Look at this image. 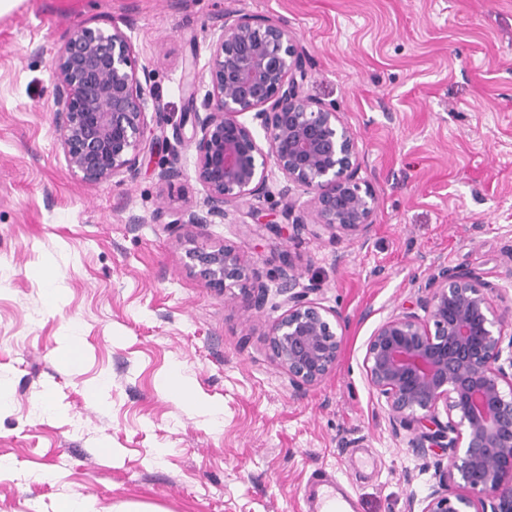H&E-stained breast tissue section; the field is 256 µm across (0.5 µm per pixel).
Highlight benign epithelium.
Wrapping results in <instances>:
<instances>
[{
  "instance_id": "1",
  "label": "benign epithelium",
  "mask_w": 512,
  "mask_h": 512,
  "mask_svg": "<svg viewBox=\"0 0 512 512\" xmlns=\"http://www.w3.org/2000/svg\"><path fill=\"white\" fill-rule=\"evenodd\" d=\"M203 98L189 93L195 177L205 213L186 209L174 224H210L248 209L281 174L287 209L295 192L311 196L299 235L323 230L366 243L377 199L362 169L356 133L340 113L304 94V62L288 22L226 13L209 35ZM55 123L69 169L82 179L131 181L161 136L148 114L162 112L117 23L84 24L53 51ZM252 113L265 143L239 117ZM196 277L250 313L283 312L265 332L276 364L297 393L321 383L339 362L348 317L304 284L292 263L270 288L259 268L229 244L185 251ZM508 289L464 266H441L415 300L382 319L369 336L363 368L385 399L394 433L413 432L418 456L448 449L425 496L408 512H512V336L506 337Z\"/></svg>"
}]
</instances>
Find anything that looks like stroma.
Here are the masks:
<instances>
[{"mask_svg": "<svg viewBox=\"0 0 512 512\" xmlns=\"http://www.w3.org/2000/svg\"><path fill=\"white\" fill-rule=\"evenodd\" d=\"M22 0L0 17V512L95 498L165 512H308L312 477L358 512H407L448 455L408 448L369 389L366 342L436 266L512 271V0ZM286 19L302 90L357 135L377 196L367 243L293 235L273 178L254 213L176 224L202 209L196 151L172 137L225 13ZM118 22L170 139L135 180L83 181L54 125L51 58L80 24ZM182 171L169 182L161 168ZM231 244L268 285L292 263L349 317L339 363L297 393L257 316L185 267ZM82 357L69 363L67 338ZM182 366L191 400L158 381ZM221 410L212 428L206 408Z\"/></svg>", "mask_w": 512, "mask_h": 512, "instance_id": "obj_1", "label": "stroma"}]
</instances>
